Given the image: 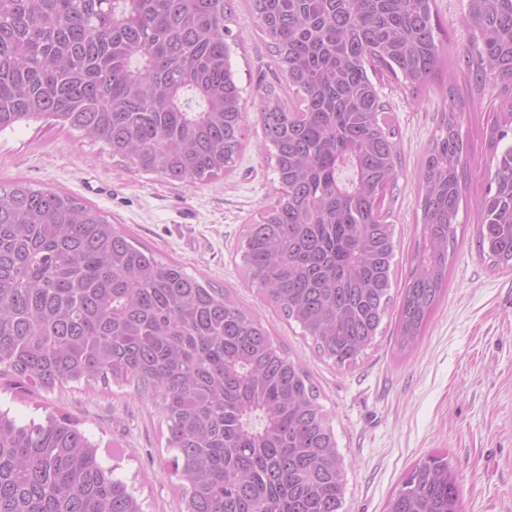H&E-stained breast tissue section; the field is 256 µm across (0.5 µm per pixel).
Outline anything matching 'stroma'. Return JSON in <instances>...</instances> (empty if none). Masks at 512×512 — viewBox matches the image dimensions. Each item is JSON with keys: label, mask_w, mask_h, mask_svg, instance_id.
I'll return each instance as SVG.
<instances>
[{"label": "stroma", "mask_w": 512, "mask_h": 512, "mask_svg": "<svg viewBox=\"0 0 512 512\" xmlns=\"http://www.w3.org/2000/svg\"><path fill=\"white\" fill-rule=\"evenodd\" d=\"M464 3L435 0L444 57L455 70L451 90L475 99L460 118L469 151L458 247L448 260V290L404 357L395 345L397 307H390L363 360L340 369L243 279V229L274 201L278 186L255 99L261 76L270 72L272 47L248 0H230V63L243 90L246 138L224 176L183 187L130 172L103 143L76 131L33 122L0 132V186L23 179L74 195L160 259L228 289L232 301L260 316L275 346L304 367L319 390L346 464L344 512H385L408 470L436 453L447 454L454 468L461 512H512V271L491 268L476 250L477 202L489 166L486 128L498 102L489 92L475 98L467 76L455 68L469 41ZM380 89L402 156L398 188L385 200L395 216L396 297L419 233L414 203L421 159L449 89L433 83L412 99L389 78ZM0 409L21 424L42 422L51 412L78 420L101 464L133 489L143 512H181L166 426L149 397L99 382L47 393L0 380Z\"/></svg>", "instance_id": "1"}]
</instances>
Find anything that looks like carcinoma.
<instances>
[{"instance_id":"cac0c4a2","label":"carcinoma","mask_w":512,"mask_h":512,"mask_svg":"<svg viewBox=\"0 0 512 512\" xmlns=\"http://www.w3.org/2000/svg\"><path fill=\"white\" fill-rule=\"evenodd\" d=\"M291 109L262 87L279 195L241 245L245 278L339 368L393 302L398 133L373 78L418 93L442 64L434 0H251ZM229 0H0V132L50 122L128 170L194 187L231 169L245 112ZM462 55L499 99L477 203L478 254L512 271V0H466ZM464 108L440 112L418 173L420 240L397 346L418 343L448 284L466 193ZM46 392L112 378L154 400L183 512H342L344 458L303 367L254 313L136 246L95 207L19 181L0 191V376ZM0 512H143L69 417L0 410ZM387 512H461L448 462L407 473Z\"/></svg>"}]
</instances>
